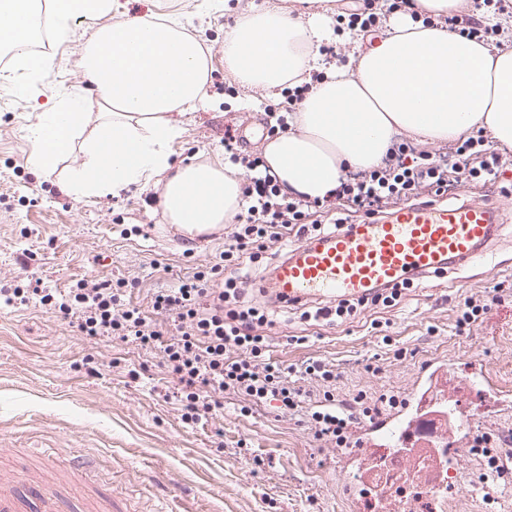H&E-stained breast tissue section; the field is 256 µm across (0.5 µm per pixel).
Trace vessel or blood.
Segmentation results:
<instances>
[{
    "label": "vessel or blood",
    "mask_w": 512,
    "mask_h": 512,
    "mask_svg": "<svg viewBox=\"0 0 512 512\" xmlns=\"http://www.w3.org/2000/svg\"><path fill=\"white\" fill-rule=\"evenodd\" d=\"M498 214L493 205L479 200L456 205L440 202L403 205L383 220L356 225L349 233H332L299 244L274 273L272 286L282 303L298 305L310 299L336 303L361 298L419 274L432 276L451 269L496 270L500 262L487 245L493 238ZM448 370L445 359L435 357L417 372L412 405L365 426L361 441L402 457L419 447L411 422L436 404L435 382ZM471 393L512 408V396L484 370L465 369ZM94 457H73L65 472L87 481L97 471ZM0 512H126L123 503L89 485L84 505H76L56 483L24 472L0 470Z\"/></svg>",
    "instance_id": "1"
}]
</instances>
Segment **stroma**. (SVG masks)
I'll return each instance as SVG.
<instances>
[{
  "label": "stroma",
  "instance_id": "obj_1",
  "mask_svg": "<svg viewBox=\"0 0 512 512\" xmlns=\"http://www.w3.org/2000/svg\"><path fill=\"white\" fill-rule=\"evenodd\" d=\"M252 0H112L104 15L77 18L71 35L43 36L38 45L53 68L36 98L0 89V284L39 278L67 288L80 278L134 280L133 305L148 309L153 289L174 286L189 264L224 248V234L184 235L167 224L154 197V185L131 187L116 195L78 200L61 187L62 177L82 160L80 151L63 158L49 175L27 163L29 129L56 94L92 89L81 66L85 41L116 20L176 16L199 37L210 58L205 102L182 117L183 138L173 147L174 164L224 155V128L237 126L248 149L267 139L266 104L273 95L239 90L252 100L248 109L225 101L224 32ZM87 112L98 114L95 99ZM504 184L510 192L466 185L448 200H484L500 217L494 246L507 267L493 272L460 270L413 289L391 310L393 345L413 349L395 358L379 342L365 318L321 328L303 344L293 343L300 326L277 328L273 359L296 364L321 358L336 367V391L350 398L357 391L391 388L408 395L417 370L430 356L450 368L478 366L512 391V304L497 307L470 333L455 330L456 306L497 282L512 284V170ZM142 226L139 235L132 226ZM381 370L367 372L372 357ZM171 380L159 356L134 344L80 336L67 320L37 305L0 307V448L7 460L25 462L33 448H74L101 461L98 481L131 498L134 512H158L166 498L179 495L182 512H347L341 488L351 474L339 464L341 451L317 447L304 426L271 408L243 417L225 402L224 412L204 424L183 423L174 398L165 394ZM459 414L470 430L499 437L512 466V412L490 410L479 396L451 385ZM456 467L466 478L435 499L436 508L452 503L454 512H512V484L483 494L471 477L478 460L461 451Z\"/></svg>",
  "mask_w": 512,
  "mask_h": 512
}]
</instances>
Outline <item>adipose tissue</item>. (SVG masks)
<instances>
[{
  "label": "adipose tissue",
  "mask_w": 512,
  "mask_h": 512,
  "mask_svg": "<svg viewBox=\"0 0 512 512\" xmlns=\"http://www.w3.org/2000/svg\"><path fill=\"white\" fill-rule=\"evenodd\" d=\"M83 11L84 0H0V49L23 54L30 74H46L50 58L28 55V44L43 22L64 32ZM334 36L354 44L346 62L329 65L288 130L262 148L285 192L324 197L347 170L377 164L403 131L444 143L482 127L512 147V47L467 40L406 14H393L387 35L371 41L334 34L319 12L253 7L224 33V66L243 88L279 91L298 83ZM82 66L97 94L96 122L83 94L58 96L32 130L29 165L53 173L78 148L83 160L65 180L75 199L151 183L167 223L190 234L230 223L242 194L235 171L217 160L171 162L184 135L180 117L202 101L208 77V59L185 26L173 18L102 26Z\"/></svg>",
  "instance_id": "obj_1"
}]
</instances>
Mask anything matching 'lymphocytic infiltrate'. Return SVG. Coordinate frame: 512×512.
I'll use <instances>...</instances> for the list:
<instances>
[{
  "mask_svg": "<svg viewBox=\"0 0 512 512\" xmlns=\"http://www.w3.org/2000/svg\"><path fill=\"white\" fill-rule=\"evenodd\" d=\"M404 6L413 20L424 25L443 24L469 38L512 43V29L486 27L458 14L428 16L416 0L392 4L396 10ZM324 78V73L312 71L301 83L284 89L283 101L267 109L268 136L287 131L289 113ZM224 152L243 177L241 210L231 222L224 249L195 264L176 286L155 291L150 311L128 301L131 283L125 278H82L63 292L37 278L1 288L0 304L34 301L68 319L80 335L118 339L160 352L166 373L177 386L174 397L184 423L209 421L223 412L225 397L232 396L239 401L241 415L272 406L298 417L317 444L354 447L356 425L400 407L401 394L385 389L340 399L333 364L317 358L284 366L269 354L270 333L292 319L307 326H331L370 312L372 329L382 331V344L390 345L389 324L378 314L400 305L418 286V279L378 289L367 299L298 307L277 303L268 292L256 295V287L269 282L276 264L298 243L350 231L364 220L389 215L399 205L428 203L466 184H496L508 159L491 149L481 127L435 150L397 135L377 165L348 173L327 197L308 200L283 192L261 154L241 146L235 127L224 130ZM511 301L512 289L500 282L481 296L465 298L458 305V332H469L494 306ZM167 320L172 321L174 333L163 331ZM308 380L318 383V393L303 390ZM469 448L481 462L479 483L492 485L504 478L502 451L494 434L476 432Z\"/></svg>",
  "mask_w": 512,
  "mask_h": 512,
  "instance_id": "f902f5d3",
  "label": "lymphocytic infiltrate"
}]
</instances>
